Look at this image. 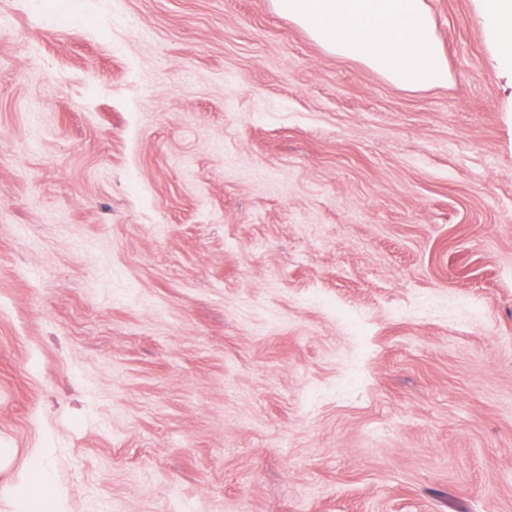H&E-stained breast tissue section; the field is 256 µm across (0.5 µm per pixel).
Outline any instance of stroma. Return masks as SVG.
<instances>
[{
  "label": "stroma",
  "mask_w": 512,
  "mask_h": 512,
  "mask_svg": "<svg viewBox=\"0 0 512 512\" xmlns=\"http://www.w3.org/2000/svg\"><path fill=\"white\" fill-rule=\"evenodd\" d=\"M271 0H0V512H512V66ZM329 52L355 57L416 89L448 81V64L424 0H273ZM28 496L39 503L40 511L58 512L57 497L52 485L48 482L45 471L35 467L28 476Z\"/></svg>",
  "instance_id": "obj_1"
}]
</instances>
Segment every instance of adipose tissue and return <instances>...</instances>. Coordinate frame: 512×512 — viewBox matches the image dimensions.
<instances>
[{
	"label": "adipose tissue",
	"instance_id": "1",
	"mask_svg": "<svg viewBox=\"0 0 512 512\" xmlns=\"http://www.w3.org/2000/svg\"><path fill=\"white\" fill-rule=\"evenodd\" d=\"M329 52L410 89L442 84L448 64L425 0H273Z\"/></svg>",
	"mask_w": 512,
	"mask_h": 512
}]
</instances>
